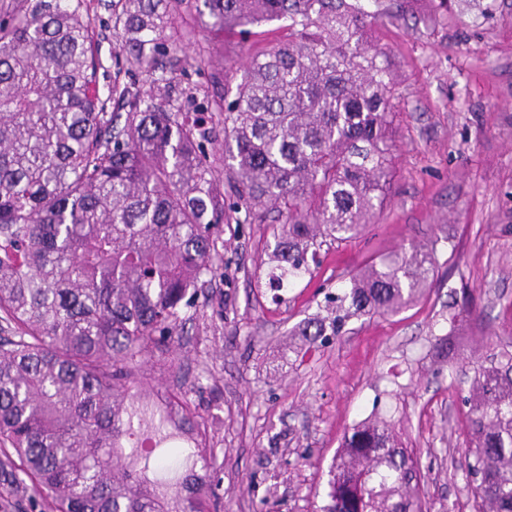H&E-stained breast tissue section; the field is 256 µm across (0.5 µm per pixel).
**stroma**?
<instances>
[{"mask_svg":"<svg viewBox=\"0 0 512 512\" xmlns=\"http://www.w3.org/2000/svg\"><path fill=\"white\" fill-rule=\"evenodd\" d=\"M484 2L488 14L433 24L431 0H407L402 15L373 28L396 86L393 178L372 224L323 247L310 283L279 291L264 265L271 225H225L224 272L204 314L187 321L167 361L143 364L140 390L185 393L203 417L222 464L220 512H315L343 434L369 416L414 449L430 512H474L462 479L467 409L433 344L457 332L451 370L461 373L487 338L512 336V0ZM86 17L105 94L117 73L112 0H87ZM286 35L274 22L245 41L198 28L187 52L158 61L182 85L220 96L224 71ZM414 247L435 260L422 298L351 321L304 362L281 360L292 327L340 277ZM21 477L0 452V512H53Z\"/></svg>","mask_w":512,"mask_h":512,"instance_id":"35a3bbf8","label":"stroma"}]
</instances>
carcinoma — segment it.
<instances>
[{
    "label": "carcinoma",
    "mask_w": 512,
    "mask_h": 512,
    "mask_svg": "<svg viewBox=\"0 0 512 512\" xmlns=\"http://www.w3.org/2000/svg\"><path fill=\"white\" fill-rule=\"evenodd\" d=\"M190 2L112 3L126 71L144 79H116L105 98L84 0H20L0 17V447L55 512H211L215 459L183 496L206 448L152 443L164 421L146 419L141 364L200 311L224 268L222 225L277 221L268 281L292 288L314 277L324 245L371 223L390 188L394 82L370 38L392 5L203 0L198 26L244 40L264 23L288 29L248 58L234 95L215 97L156 77L158 55L187 49L176 22ZM431 272L418 249L371 260L298 325L288 360L353 319L400 312ZM470 367L466 488L475 512H512V336ZM421 479L392 425L363 420L336 451L319 512H426Z\"/></svg>",
    "instance_id": "1"
}]
</instances>
